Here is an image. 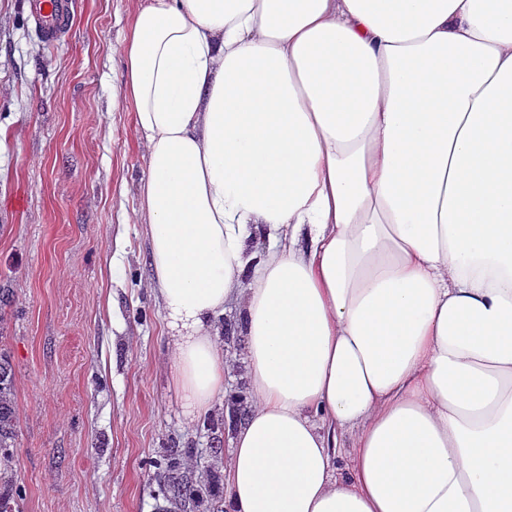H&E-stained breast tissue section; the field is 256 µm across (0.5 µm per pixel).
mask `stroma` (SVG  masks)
<instances>
[{
    "label": "stroma",
    "mask_w": 512,
    "mask_h": 512,
    "mask_svg": "<svg viewBox=\"0 0 512 512\" xmlns=\"http://www.w3.org/2000/svg\"><path fill=\"white\" fill-rule=\"evenodd\" d=\"M23 0H0V351L15 371L18 445L0 469L23 512H224L223 497L174 510L180 480L223 473L245 397L238 305L214 318L224 388L195 414L175 388L173 338L148 283L139 219L147 147L132 104L112 98L145 0H73L51 46Z\"/></svg>",
    "instance_id": "obj_1"
}]
</instances>
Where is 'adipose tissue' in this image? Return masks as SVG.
I'll return each instance as SVG.
<instances>
[{
    "mask_svg": "<svg viewBox=\"0 0 512 512\" xmlns=\"http://www.w3.org/2000/svg\"><path fill=\"white\" fill-rule=\"evenodd\" d=\"M124 58L193 409L240 305L224 512H512V0H146Z\"/></svg>",
    "mask_w": 512,
    "mask_h": 512,
    "instance_id": "obj_1",
    "label": "adipose tissue"
}]
</instances>
